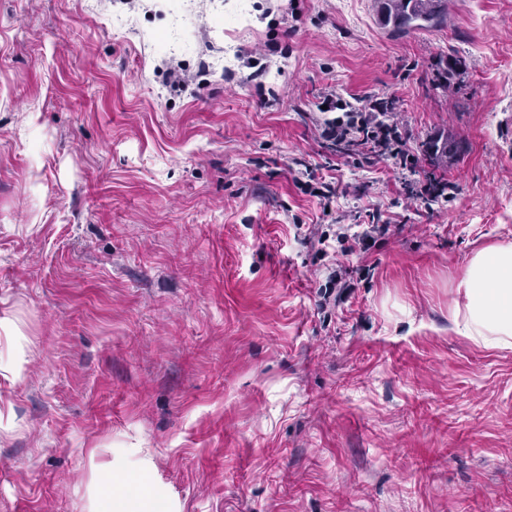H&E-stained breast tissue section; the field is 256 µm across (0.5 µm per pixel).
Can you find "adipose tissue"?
Wrapping results in <instances>:
<instances>
[{"label": "adipose tissue", "instance_id": "adipose-tissue-1", "mask_svg": "<svg viewBox=\"0 0 512 512\" xmlns=\"http://www.w3.org/2000/svg\"><path fill=\"white\" fill-rule=\"evenodd\" d=\"M467 299L453 310L462 335L484 345L512 347V244L475 252L457 284Z\"/></svg>", "mask_w": 512, "mask_h": 512}]
</instances>
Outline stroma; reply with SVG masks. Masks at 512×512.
I'll list each match as a JSON object with an SVG mask.
<instances>
[{
  "label": "stroma",
  "instance_id": "stroma-1",
  "mask_svg": "<svg viewBox=\"0 0 512 512\" xmlns=\"http://www.w3.org/2000/svg\"><path fill=\"white\" fill-rule=\"evenodd\" d=\"M330 90L391 101L410 169L321 143ZM371 213L401 232L325 304L297 225ZM495 243L512 0L398 39L380 0H0V512H90L103 467L165 512H512V348L449 317Z\"/></svg>",
  "mask_w": 512,
  "mask_h": 512
}]
</instances>
